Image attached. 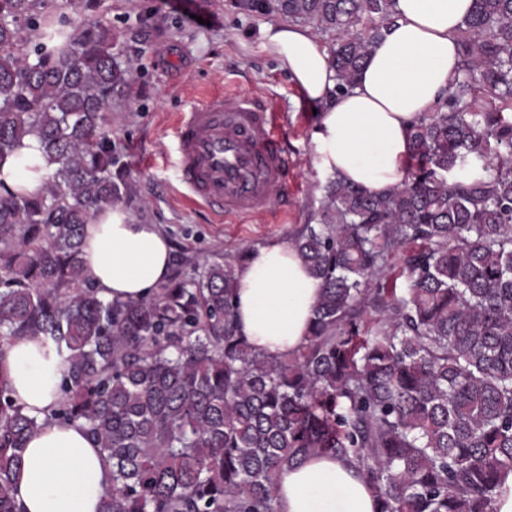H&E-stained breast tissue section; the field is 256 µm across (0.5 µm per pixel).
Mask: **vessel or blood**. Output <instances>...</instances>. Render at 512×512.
I'll return each mask as SVG.
<instances>
[{"instance_id": "1", "label": "vessel or blood", "mask_w": 512, "mask_h": 512, "mask_svg": "<svg viewBox=\"0 0 512 512\" xmlns=\"http://www.w3.org/2000/svg\"><path fill=\"white\" fill-rule=\"evenodd\" d=\"M174 145L188 196L223 216L272 214L274 193H290L286 135L260 97L213 94L178 117Z\"/></svg>"}]
</instances>
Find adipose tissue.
Returning a JSON list of instances; mask_svg holds the SVG:
<instances>
[{
    "instance_id": "adipose-tissue-1",
    "label": "adipose tissue",
    "mask_w": 512,
    "mask_h": 512,
    "mask_svg": "<svg viewBox=\"0 0 512 512\" xmlns=\"http://www.w3.org/2000/svg\"><path fill=\"white\" fill-rule=\"evenodd\" d=\"M472 5L473 0H396L393 22L345 91L337 90L331 55L310 28L263 25V49L286 66L320 114L313 142L321 173L371 192L404 180L411 125L443 104L460 67L456 35ZM49 172L39 139L28 137L0 159V193L38 192ZM82 258L86 279L100 297L141 299L167 280L172 247L157 225L137 223L116 205L86 225ZM237 279L238 334L257 352L294 353L305 342L320 288L291 245L272 241L250 248ZM0 363L8 369L16 403L44 421L27 443L16 476L25 512H98L112 483L101 449L80 424L48 417L62 396L63 355L44 338L18 336ZM275 509L376 512L377 503L353 467L316 456L282 472Z\"/></svg>"
}]
</instances>
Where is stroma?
I'll use <instances>...</instances> for the list:
<instances>
[{
  "mask_svg": "<svg viewBox=\"0 0 512 512\" xmlns=\"http://www.w3.org/2000/svg\"><path fill=\"white\" fill-rule=\"evenodd\" d=\"M93 18L111 21L114 48L133 83L112 101V137L121 152V205L169 238L173 274L273 240H289L312 223L328 182L315 165L311 106L286 67L260 47V27L281 14L240 10L235 0H97ZM203 24H196V17ZM267 97L282 116L295 181L275 218L224 222L191 202L179 184L173 124L214 91Z\"/></svg>",
  "mask_w": 512,
  "mask_h": 512,
  "instance_id": "obj_1",
  "label": "stroma"
}]
</instances>
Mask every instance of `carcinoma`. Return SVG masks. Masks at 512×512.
<instances>
[{"mask_svg":"<svg viewBox=\"0 0 512 512\" xmlns=\"http://www.w3.org/2000/svg\"><path fill=\"white\" fill-rule=\"evenodd\" d=\"M44 2L0 0V159L36 136L52 166L40 192L0 195V354L44 336L64 355L50 418L84 426L111 464L99 512H276L279 474L323 455L355 464L378 512H494L512 471V113L497 107L512 105V0H474L460 75L410 130L411 177L376 193L330 180L319 223L289 240L321 291L284 360L237 334L244 252L150 299L88 284L84 226L121 192L112 96L133 77L111 23ZM394 3L262 12L335 33L345 89ZM41 426L0 366V512H22L15 476Z\"/></svg>","mask_w":512,"mask_h":512,"instance_id":"1","label":"carcinoma"}]
</instances>
